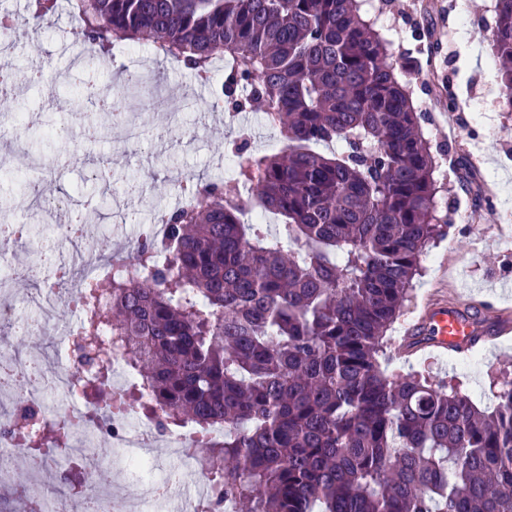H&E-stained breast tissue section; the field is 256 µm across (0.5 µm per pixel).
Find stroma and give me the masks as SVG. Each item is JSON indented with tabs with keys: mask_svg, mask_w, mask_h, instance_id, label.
<instances>
[{
	"mask_svg": "<svg viewBox=\"0 0 512 512\" xmlns=\"http://www.w3.org/2000/svg\"><path fill=\"white\" fill-rule=\"evenodd\" d=\"M447 4L424 0L402 15L384 10L375 21L399 78L425 115L422 131L435 157L438 206L449 218L445 236L427 247L410 300L387 332L392 345L400 340L405 323L434 298L453 303L477 298L512 313V113L501 102L498 81L488 77L498 68L489 40L496 0H463L457 15L448 14ZM70 29L63 11L50 22L28 25L19 30L10 58L21 72L42 64L66 73V86L21 82L9 93L24 111L43 114L52 126L68 127V140L46 137L34 127L24 145L11 140L1 144L0 161H16L23 149L40 162L44 187L58 196L75 200L85 194L116 195L121 216L100 215L95 222L118 239L131 236L136 225L150 223L156 212L176 207L175 181L182 173L205 181L227 179L225 152L238 129L222 117L208 120L215 86L198 90L191 73L131 41L120 42V55L101 66L100 79L108 84L129 72L153 74V82L126 102L145 135L137 140L115 129L105 140L86 144L72 117L83 74L73 65ZM443 83L452 85L457 105L440 96ZM163 97L180 108L188 137L158 139L156 129L166 121L159 103ZM107 160L112 183L106 187L93 173ZM386 370L393 375L416 371L431 381L460 386L478 408L489 410L503 383L512 381V335L475 349L470 357L431 349L409 359L395 355Z\"/></svg>",
	"mask_w": 512,
	"mask_h": 512,
	"instance_id": "obj_1",
	"label": "stroma"
}]
</instances>
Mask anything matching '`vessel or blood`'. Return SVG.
<instances>
[{
    "instance_id": "1",
    "label": "vessel or blood",
    "mask_w": 512,
    "mask_h": 512,
    "mask_svg": "<svg viewBox=\"0 0 512 512\" xmlns=\"http://www.w3.org/2000/svg\"><path fill=\"white\" fill-rule=\"evenodd\" d=\"M511 333L512 318L493 314L482 321L465 306L437 298L423 310L419 322L407 328L405 341L419 350L444 351L455 346L464 351Z\"/></svg>"
}]
</instances>
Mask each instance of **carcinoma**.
I'll return each instance as SVG.
<instances>
[{
	"instance_id": "1",
	"label": "carcinoma",
	"mask_w": 512,
	"mask_h": 512,
	"mask_svg": "<svg viewBox=\"0 0 512 512\" xmlns=\"http://www.w3.org/2000/svg\"><path fill=\"white\" fill-rule=\"evenodd\" d=\"M63 0H30L16 31L55 16ZM492 47L500 98L512 110V0H497ZM74 42L103 57L121 41L203 78L223 71L217 107L263 108L284 146L234 143L233 176L191 183L188 205L162 214L121 279L83 283L75 364L99 360L79 342L104 338L141 385L97 410L138 406L162 430L224 426L203 456L212 495L247 512H512V383L493 410L418 373L389 375L385 335L403 312L426 244L444 235L421 113L387 42L359 0H81ZM84 105L85 139L123 115L98 89ZM341 144L325 153L320 145ZM277 232L243 223L240 189ZM151 268L144 279L141 269ZM110 372L78 379L99 391ZM44 458L69 447L63 415L10 429ZM81 461L61 492L77 498Z\"/></svg>"
}]
</instances>
